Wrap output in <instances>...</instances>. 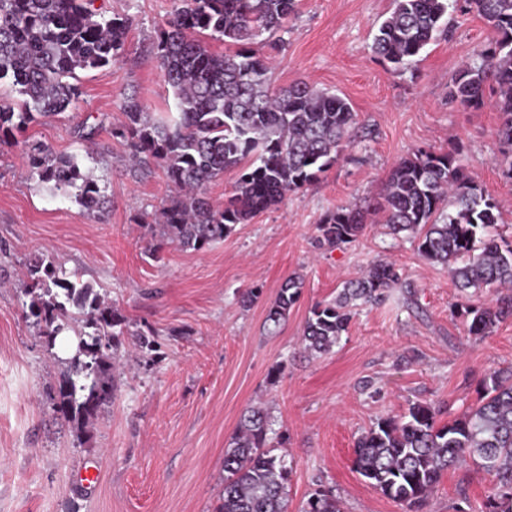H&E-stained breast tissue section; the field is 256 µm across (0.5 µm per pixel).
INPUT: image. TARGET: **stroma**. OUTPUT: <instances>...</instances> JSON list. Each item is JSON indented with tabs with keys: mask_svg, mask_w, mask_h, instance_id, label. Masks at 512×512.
Returning a JSON list of instances; mask_svg holds the SVG:
<instances>
[{
	"mask_svg": "<svg viewBox=\"0 0 512 512\" xmlns=\"http://www.w3.org/2000/svg\"><path fill=\"white\" fill-rule=\"evenodd\" d=\"M95 4L132 19L125 57L106 72H80L75 106L0 145V512H214L224 450L244 409L258 403L292 466L288 512H300L321 485L342 512H402L356 471L357 438L415 401L459 416L477 403L489 371L512 366V319L485 338L468 336L450 268L424 260L377 212L401 159L420 149L456 152L495 202L498 232L512 239L497 92L486 87L478 108L448 100L452 77L488 43L489 28L458 0L451 33L399 72L372 50L393 0H297L285 46L262 49L273 58V83L304 81L346 99L357 114L351 141L317 180L193 251L149 233L171 188L161 169L134 171L129 144L109 131L130 96L153 117L174 111L152 51L174 2ZM81 124L101 130L83 141ZM33 142L80 158L105 188L99 215L29 174L24 147ZM364 206L371 212L354 242L318 244L328 212ZM43 255L93 286L131 330L116 360L117 397L83 434L55 409L69 358L22 306L29 265ZM381 260L397 264L410 294L359 306L329 354L307 355L301 337L311 308ZM292 276L301 297L270 330L267 311ZM254 288L261 295L251 302ZM138 331L153 332L152 352L139 353ZM92 468L99 482L82 483L79 473ZM492 484L474 463L449 468L422 512H485Z\"/></svg>",
	"mask_w": 512,
	"mask_h": 512,
	"instance_id": "35a3bbf8",
	"label": "stroma"
}]
</instances>
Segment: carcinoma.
<instances>
[{
  "label": "carcinoma",
  "mask_w": 512,
  "mask_h": 512,
  "mask_svg": "<svg viewBox=\"0 0 512 512\" xmlns=\"http://www.w3.org/2000/svg\"><path fill=\"white\" fill-rule=\"evenodd\" d=\"M492 31L476 59L463 64L448 89L464 108L484 104L487 83L497 86L495 107L502 121L501 143L512 149V0H467ZM155 45L164 82L172 90L177 116L157 122L139 101L128 98L124 121L112 136L129 142L133 166L160 168L178 189L151 224L160 241L200 251L224 240L233 226L281 202L325 172L356 124L342 97L297 82L273 89L269 64L254 45L277 44L295 12V0H175ZM451 0H394L378 27L375 52L403 70L414 66L424 48L448 31ZM129 19L107 18L95 0H0V82L18 99L0 104V142L37 117L61 113L80 96L77 72L104 71L126 51ZM196 34L235 46L216 54ZM29 172L53 194L76 190L89 214L107 204L105 190L82 168L76 155H59L43 143L27 145ZM241 168L235 193L216 207L205 188L224 170ZM493 200L467 175L454 153L419 150L393 169L384 191L385 224L406 234L427 260L451 267L456 287L512 286V242L495 233ZM365 213L338 208L318 225L330 244L354 241ZM25 294L29 316L51 340L68 328L65 319L87 316L90 332L79 334L75 377L58 388L57 410L90 420L117 395L109 352L130 334L116 307L101 305L94 289L70 280L43 257L30 270ZM405 286L389 263L345 284L339 299L310 311L302 341L315 355L332 351L352 320L355 302L377 303ZM300 283L288 280L267 312L275 326L288 318ZM467 334L490 335L512 318V293L489 303L462 306ZM441 411L415 402L399 416L379 419L357 439L354 466L384 496L420 512L443 471L466 457L494 476L486 512H512V369L493 370L483 381L476 405L461 416L438 422ZM273 421L252 406L241 415L224 449V487L217 512H288L286 485L292 468L271 445ZM301 512H341L336 496L322 486Z\"/></svg>",
  "instance_id": "obj_1"
}]
</instances>
